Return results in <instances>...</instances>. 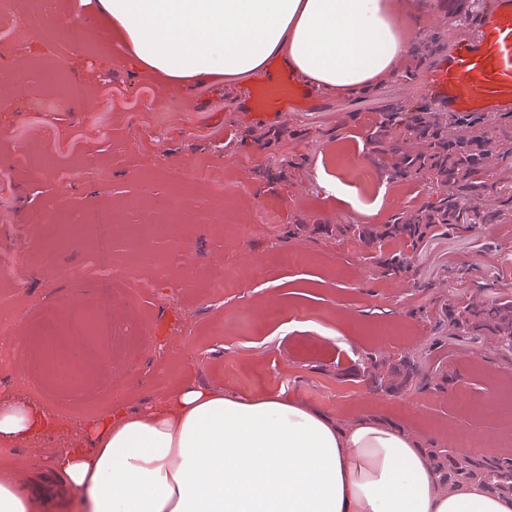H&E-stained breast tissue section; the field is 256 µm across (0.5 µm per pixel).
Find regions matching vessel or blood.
Instances as JSON below:
<instances>
[{"label": "vessel or blood", "instance_id": "b4317fda", "mask_svg": "<svg viewBox=\"0 0 512 512\" xmlns=\"http://www.w3.org/2000/svg\"><path fill=\"white\" fill-rule=\"evenodd\" d=\"M426 82L433 106L451 114L512 113V0H490L468 29L429 65ZM243 111L271 120L278 113L313 106L310 92L287 68L275 67L240 99Z\"/></svg>", "mask_w": 512, "mask_h": 512}]
</instances>
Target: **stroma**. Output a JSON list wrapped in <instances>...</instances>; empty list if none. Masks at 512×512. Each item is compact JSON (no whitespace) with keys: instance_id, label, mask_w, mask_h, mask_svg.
Here are the masks:
<instances>
[{"instance_id":"1","label":"stroma","mask_w":512,"mask_h":512,"mask_svg":"<svg viewBox=\"0 0 512 512\" xmlns=\"http://www.w3.org/2000/svg\"><path fill=\"white\" fill-rule=\"evenodd\" d=\"M409 2L418 53L434 38L448 47L482 0H465L453 18L443 0ZM25 23L38 35L12 37ZM1 31L0 73L10 76H0V252L14 257L0 275V312L12 324L4 341L30 342L47 312L62 331L90 307L109 312L112 331L97 337L103 371L81 400L65 398L56 352L32 350L0 373L1 398L24 397L56 417L23 444L0 443V465L29 483L50 475L56 455L87 445L86 420L182 384L282 391L332 414L398 421L430 448L465 440L472 454L512 456V361L491 337L445 340L439 329L449 301L512 294V220L433 237L408 277H379L368 247L331 233L385 223L433 192L405 184L378 208L347 170L352 159L375 165L372 119L417 106L425 70L412 57L370 93L320 94L311 111L267 121L241 112L243 85L186 88L132 67L111 25L80 0H56L50 14L13 0L0 8ZM322 164L348 199L320 186ZM108 210L126 226L112 242V299L81 237L68 232ZM170 214L175 232L142 251L140 232ZM293 224L323 231L292 238ZM228 271L242 276L237 292L214 294ZM369 354L413 356L429 387L374 390L362 366Z\"/></svg>"}]
</instances>
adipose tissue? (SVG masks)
<instances>
[{
    "mask_svg": "<svg viewBox=\"0 0 512 512\" xmlns=\"http://www.w3.org/2000/svg\"><path fill=\"white\" fill-rule=\"evenodd\" d=\"M135 67L192 86L283 60L321 93L366 94L397 76L414 29L407 0H96ZM50 413L0 401V442ZM89 448L54 472L79 512H512V497L448 486L423 440L393 422L332 417L285 394L187 385L144 409L90 420Z\"/></svg>",
    "mask_w": 512,
    "mask_h": 512,
    "instance_id": "1",
    "label": "adipose tissue"
}]
</instances>
